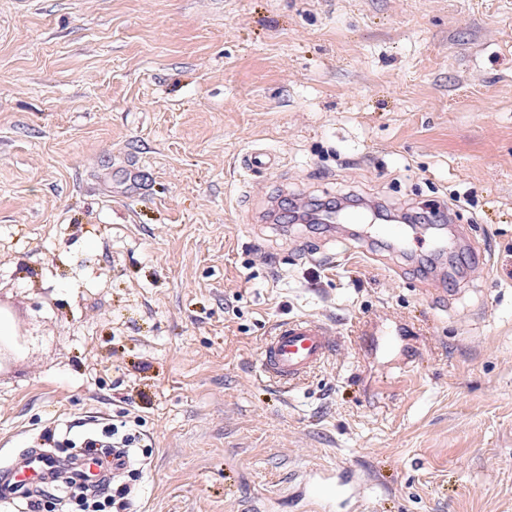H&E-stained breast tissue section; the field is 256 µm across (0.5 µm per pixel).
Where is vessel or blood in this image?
<instances>
[{
  "label": "vessel or blood",
  "instance_id": "vessel-or-blood-1",
  "mask_svg": "<svg viewBox=\"0 0 512 512\" xmlns=\"http://www.w3.org/2000/svg\"><path fill=\"white\" fill-rule=\"evenodd\" d=\"M241 166L264 173L272 169L273 156L264 150L250 151L242 156ZM339 347L333 326L320 318L300 317L279 321L262 345L260 370L283 388L291 387L324 364ZM130 465L126 452L95 448L74 459L81 482L97 488L105 476L117 474ZM60 467L58 459L44 448H26L0 465V499L10 500L46 489L51 476ZM308 506L315 512H331L336 499V484L319 481L304 491Z\"/></svg>",
  "mask_w": 512,
  "mask_h": 512
}]
</instances>
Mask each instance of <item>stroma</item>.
Segmentation results:
<instances>
[{
  "mask_svg": "<svg viewBox=\"0 0 512 512\" xmlns=\"http://www.w3.org/2000/svg\"><path fill=\"white\" fill-rule=\"evenodd\" d=\"M0 311V464L116 424L126 512H306L337 469L367 484L335 512H512V0H0ZM296 315L341 345L284 391ZM274 164L273 156L264 150L249 151L241 157L240 165L249 171L265 173L272 169ZM339 347L336 330L320 318L300 317L279 321L262 345L260 370L288 389L324 364Z\"/></svg>",
  "mask_w": 512,
  "mask_h": 512,
  "instance_id": "stroma-1",
  "label": "stroma"
}]
</instances>
